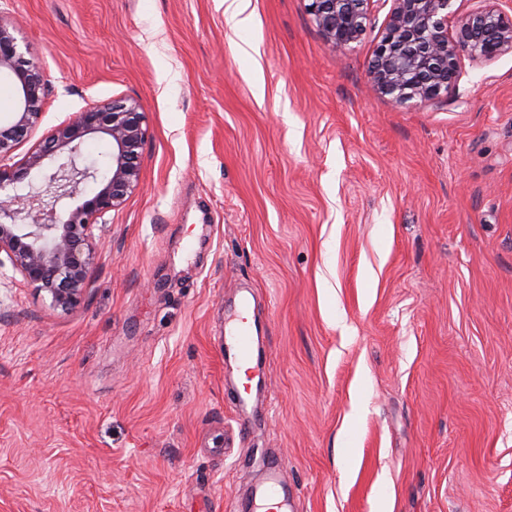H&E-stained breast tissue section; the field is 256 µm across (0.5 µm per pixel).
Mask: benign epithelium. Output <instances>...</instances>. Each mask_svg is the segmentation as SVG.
I'll return each mask as SVG.
<instances>
[{
  "instance_id": "7a95c632",
  "label": "benign epithelium",
  "mask_w": 512,
  "mask_h": 512,
  "mask_svg": "<svg viewBox=\"0 0 512 512\" xmlns=\"http://www.w3.org/2000/svg\"><path fill=\"white\" fill-rule=\"evenodd\" d=\"M373 0H309L308 10L327 43L342 48L366 28ZM452 0H391L387 25L370 66L373 87L397 103L431 100L455 90L462 61H492L512 52V13L499 0H480L473 11L448 25ZM14 85L16 112L0 122V193L14 191L30 173L43 187L0 200V270L12 273L52 307H76L101 238L99 219L120 208L138 187L147 136L145 113L135 101L103 100L74 113L30 150L19 163L16 148L42 117L46 86L41 64L24 58L7 24L0 21V76ZM111 146L105 174L77 165L90 135ZM94 183L91 191L85 185Z\"/></svg>"
}]
</instances>
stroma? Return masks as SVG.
Here are the masks:
<instances>
[{
    "label": "stroma",
    "mask_w": 512,
    "mask_h": 512,
    "mask_svg": "<svg viewBox=\"0 0 512 512\" xmlns=\"http://www.w3.org/2000/svg\"><path fill=\"white\" fill-rule=\"evenodd\" d=\"M249 10L0 0L48 84L15 159L92 101L147 124L80 304L0 283V512H242L272 462L292 512H512V53L399 104L369 78L388 0L342 49L308 0ZM250 309L247 300H243L239 307L224 318V336L223 347L224 356L232 355L234 359L246 367V371L258 367H251L253 361L252 334L253 323L248 317L247 312Z\"/></svg>",
    "instance_id": "stroma-1"
}]
</instances>
